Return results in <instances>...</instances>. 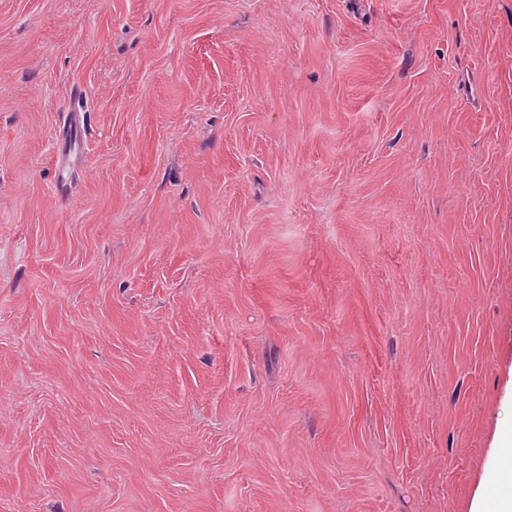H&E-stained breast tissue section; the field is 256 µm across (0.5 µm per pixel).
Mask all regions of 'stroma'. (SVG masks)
Returning a JSON list of instances; mask_svg holds the SVG:
<instances>
[{"label": "stroma", "instance_id": "stroma-1", "mask_svg": "<svg viewBox=\"0 0 512 512\" xmlns=\"http://www.w3.org/2000/svg\"><path fill=\"white\" fill-rule=\"evenodd\" d=\"M510 431L512 0H0V512H471ZM80 103V96L76 95L74 98V108L67 113L64 121V147L62 150L57 152L56 159V172L58 179V188L63 194L65 192L67 181L71 169L73 168L72 162L78 155L83 153V141H84V116L86 112H81L78 109ZM77 105V107H76Z\"/></svg>", "mask_w": 512, "mask_h": 512}]
</instances>
